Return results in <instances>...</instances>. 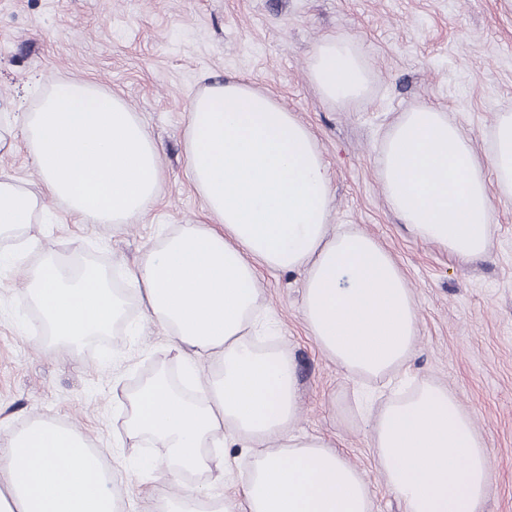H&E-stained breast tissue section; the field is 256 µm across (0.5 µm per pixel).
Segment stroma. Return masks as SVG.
<instances>
[{
    "mask_svg": "<svg viewBox=\"0 0 512 512\" xmlns=\"http://www.w3.org/2000/svg\"><path fill=\"white\" fill-rule=\"evenodd\" d=\"M327 36L359 55L362 96L330 102L311 83L310 58ZM69 80L121 97L142 121L160 156L159 195L129 224H76L48 199L31 229L39 245L0 236V445L32 421L61 422L120 466L122 512H148L163 481L135 474L150 447L123 432L125 396L159 369L181 374L182 361L132 296L134 331L47 348L27 275L50 258L116 274L181 225L207 223L186 165L189 105L214 81L241 80L314 135L331 179L330 224L373 236L401 268L418 301L410 377L448 385L474 415L494 461L480 512H512V196L492 192L490 247L465 263L406 231L378 174L393 124L423 107L446 110L487 161L498 115L512 113V0H0V129L20 126ZM0 173L39 194L24 143L0 155ZM260 288L265 340L296 367L299 431L325 437L363 472L374 512H400L355 399L367 387L378 413L395 381L351 377L316 348L300 315L301 274L261 269Z\"/></svg>",
    "mask_w": 512,
    "mask_h": 512,
    "instance_id": "1",
    "label": "stroma"
}]
</instances>
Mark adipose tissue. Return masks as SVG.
Returning <instances> with one entry per match:
<instances>
[{
	"label": "adipose tissue",
	"instance_id": "1",
	"mask_svg": "<svg viewBox=\"0 0 512 512\" xmlns=\"http://www.w3.org/2000/svg\"><path fill=\"white\" fill-rule=\"evenodd\" d=\"M309 75L320 95H362L368 74L351 44L321 40ZM40 195L0 181V234L26 232L43 199L65 201L77 222L128 224L153 205L157 149L125 101L89 82L56 86L19 130ZM187 167L209 217L163 237L127 271L142 315L160 324L177 356L208 354L219 367L184 380L166 371L128 397L125 432L161 448L146 471L173 480L189 472L224 477L225 448H244L250 467L233 494L203 488L154 498L150 512H372L364 474L324 438L301 433L295 366L280 347L248 334L260 271L303 276L302 319L319 351L347 374H401L418 340L415 293L372 236L328 222L329 177L308 127L246 83L207 87L190 103ZM380 179L389 207L422 241L462 261L488 246L491 192L512 195V113L498 117L495 147L479 163L445 112L404 113L385 140ZM30 288L53 342L77 345L125 317L122 292L104 271L56 260ZM377 470L403 512H479L492 457L473 415L447 387L424 382L371 421ZM115 473L70 428L38 420L0 447V512H117Z\"/></svg>",
	"mask_w": 512,
	"mask_h": 512
}]
</instances>
